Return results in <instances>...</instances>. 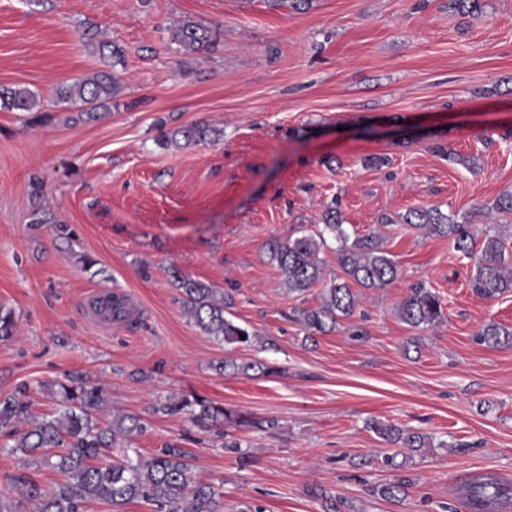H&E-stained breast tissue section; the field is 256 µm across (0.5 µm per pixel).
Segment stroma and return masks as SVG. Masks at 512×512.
I'll use <instances>...</instances> for the list:
<instances>
[{
	"instance_id": "1",
	"label": "stroma",
	"mask_w": 512,
	"mask_h": 512,
	"mask_svg": "<svg viewBox=\"0 0 512 512\" xmlns=\"http://www.w3.org/2000/svg\"><path fill=\"white\" fill-rule=\"evenodd\" d=\"M188 20L218 32L195 56L172 39ZM102 41L123 49L119 62ZM98 70L118 90L97 119L78 120L55 91ZM0 86L40 101L35 114L0 110V306L18 329L0 341V396L88 378L109 411L143 417L142 454L167 440L186 448L196 480L219 488L220 512H324L315 488L346 512H469L472 478L512 482V348L476 339L491 322L512 329V293L476 296L448 238L397 221L437 206L479 234L501 225L512 251V214L490 210L512 191V0H485L476 18L448 0H314L303 13L283 0H0ZM199 122L223 139L158 140ZM373 156L381 165L366 166ZM335 197L349 232L382 231L400 274L358 288L354 316L311 337L298 315L321 289L289 293L265 245L314 230ZM38 208L53 223L34 224ZM175 269L231 293L254 345L203 335ZM419 282L447 311L423 331L397 314ZM106 291L124 295L129 319L89 313ZM232 358L276 372L219 373ZM193 394L276 426L204 429L154 411ZM370 420L435 445H389ZM228 436L241 452L225 449ZM396 478L409 482L402 499L372 496Z\"/></svg>"
}]
</instances>
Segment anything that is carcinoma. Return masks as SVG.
<instances>
[{
  "mask_svg": "<svg viewBox=\"0 0 512 512\" xmlns=\"http://www.w3.org/2000/svg\"><path fill=\"white\" fill-rule=\"evenodd\" d=\"M448 6L463 17L482 11V0H448ZM212 30L198 22H186L175 29L173 40L191 53H199L212 41ZM117 79L106 71L95 72L59 85L56 98L78 109V115L94 116L95 110L112 100ZM39 106L36 95L27 90L0 88V110L32 112ZM224 130L208 124H193L174 131L161 132V143L168 146L215 143ZM419 228L425 233L446 237L464 257L473 260L468 284L474 294L493 299L512 293V252L507 251L500 235L488 226L476 246L470 225L460 224L439 208H413L395 220L382 219ZM336 243V262L342 279H333L322 292L321 304L301 313L309 333L327 334L336 329L339 320L350 318L358 306V296L350 283L363 288H384L398 276V266L384 247L382 235L370 231L350 234L338 204L333 202L321 214V228L315 234L303 233L285 241L267 243L268 260L286 276L288 292L303 294L321 279V248L328 241ZM480 255H474V252ZM176 287L181 290L182 304L195 326L206 336L226 345L247 348L256 333L247 325L226 316L232 296L202 281L173 272ZM401 321L425 330L441 324L447 317L440 296L419 283L410 288L398 307ZM17 323L12 310L0 307V339L16 335ZM478 342L493 348L512 347V329L497 323L486 324L477 333ZM221 368L233 374L259 369L274 373L276 368L256 362H222ZM38 392L56 403L55 412L41 416L32 411V394ZM107 405L101 386L79 375L61 381H40L36 387L17 385L13 392L0 397V432L11 437L9 448L25 457L26 465L48 467L57 475L51 486L44 488L30 475L14 476L35 512H88L94 502H105L112 512H124L127 505L145 502L152 512H218V491L208 483L194 479L190 455L176 441H167L149 456L129 455L135 435L145 431L142 418L118 413L103 421L99 413ZM164 415L185 414L196 425L206 428L227 423L236 428L275 426V421L258 420L249 414L233 413L204 397L185 396L154 408ZM369 428L383 441L399 448L415 451L432 447L428 436L394 424L373 422ZM407 491L404 479H394L373 488V495L394 501ZM512 495V486L497 477L486 475L471 481L465 497L472 512H493L496 504Z\"/></svg>",
  "mask_w": 512,
  "mask_h": 512,
  "instance_id": "obj_1",
  "label": "carcinoma"
}]
</instances>
